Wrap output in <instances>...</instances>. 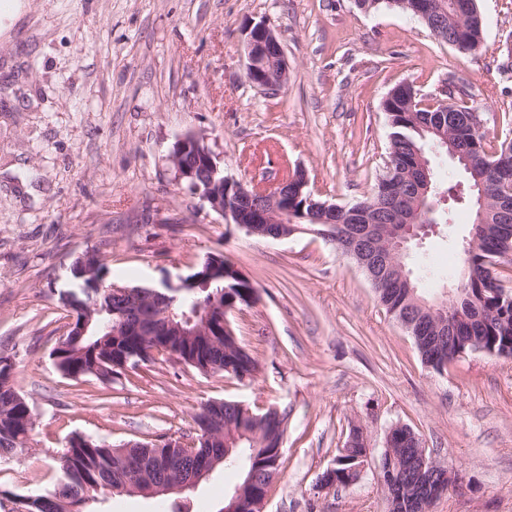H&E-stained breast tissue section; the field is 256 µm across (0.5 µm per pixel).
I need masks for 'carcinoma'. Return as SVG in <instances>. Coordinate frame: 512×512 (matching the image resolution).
Segmentation results:
<instances>
[{
  "instance_id": "cac0c4a2",
  "label": "carcinoma",
  "mask_w": 512,
  "mask_h": 512,
  "mask_svg": "<svg viewBox=\"0 0 512 512\" xmlns=\"http://www.w3.org/2000/svg\"><path fill=\"white\" fill-rule=\"evenodd\" d=\"M357 9L375 11L382 6L422 18L426 9L424 0H354ZM444 22L453 30L460 24L455 0H439ZM414 91L407 84L384 100L383 109L391 129L388 154L397 156L405 165L411 191L403 205L412 209L419 204L421 214H431L432 224H447L451 216H442L437 195L446 194L456 204L472 212V224H480L477 239L469 251L462 254L465 268L501 265L497 254L512 230V222L499 218L496 202L489 203L483 222H478V210L471 186L498 160L504 145L512 144L506 137L497 147L487 143L483 128L472 129L460 124V119L476 111L467 101L459 99L449 105L439 103L423 107L414 99L413 111H408L407 94ZM437 150L449 155L466 176V182L457 181L440 188L430 182V190L418 191L417 162ZM89 252L76 257L70 273L74 287L59 293V302L83 330L78 336H66L52 352L56 369L76 382L94 378L110 382L128 369L154 360V354L167 357L177 355V361L200 373H220L236 378L252 377L259 371V363L239 341L232 326H224L228 314L239 306H248L256 300V288L247 280L239 281L224 267V278L210 274L209 260L202 261L193 274L199 277L194 288H159V296L151 299L148 288L130 286L112 281L107 265L88 258ZM502 275L493 272L487 280L469 277L459 283L462 292L456 304L448 307V316L457 325L461 336L476 335L481 343L469 345L468 351L512 357V299L501 297ZM380 302L395 318L404 313L421 312L418 302L425 300L418 288L405 283L383 280L375 288ZM197 311L207 334L188 336L176 324L183 313ZM428 325L419 318L415 329L409 331L424 366L437 373L448 367V345H435L426 338ZM16 363L8 355H0V455H12L28 448L33 430L34 412L29 401L15 386ZM209 413L224 416L236 423L239 432L231 440L234 451L231 462L222 463L226 469L240 473L239 485H244L251 470L260 468L258 482L250 487L251 494L261 497L268 493L279 473L282 444L285 434L286 412L267 409L243 410L224 400L222 405L208 401L193 416L191 434H196L200 419ZM361 429L349 430L345 445L338 449L333 463L336 487L353 484L358 474L352 471L357 457L364 453L360 440ZM224 443H198L196 451L188 453L173 448L169 443L155 445L135 442L128 448H114L110 444L88 436H75L59 458V476L42 492L17 498L18 512H107L106 503L117 494L132 471L143 463L151 465L153 481L160 484L172 479L185 480L197 473L206 455L221 452ZM400 467L403 493L388 503L389 512H423L431 504L427 484L442 477L448 467L437 461V475L420 470L415 464L419 449L414 441L393 449Z\"/></svg>"
}]
</instances>
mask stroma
Wrapping results in <instances>:
<instances>
[{
  "label": "stroma",
  "mask_w": 512,
  "mask_h": 512,
  "mask_svg": "<svg viewBox=\"0 0 512 512\" xmlns=\"http://www.w3.org/2000/svg\"><path fill=\"white\" fill-rule=\"evenodd\" d=\"M485 47L463 54L417 18L353 0H0V354L34 410L29 446L0 457V512L52 485L73 435L119 446L188 433L210 400L285 410L279 474L265 512H386L380 458L388 429L410 426L458 479L432 512H512V358L466 352L438 374L334 242L248 235L201 208L167 160L202 131L225 175L256 165L304 169L316 198L369 196L385 169L383 102L413 85L427 102L465 94L489 141L512 132V0H477ZM265 22L289 67L277 94L244 78L247 26ZM468 210L413 246L408 266L428 297L451 287ZM97 252L119 283L161 286L207 256L257 291L231 314L260 364L252 378L203 375L159 360L116 382L62 377L50 356L70 320L59 305L70 266ZM369 458L348 488L319 489L351 426ZM239 480L215 469L184 501L219 512Z\"/></svg>",
  "instance_id": "35a3bbf8"
}]
</instances>
